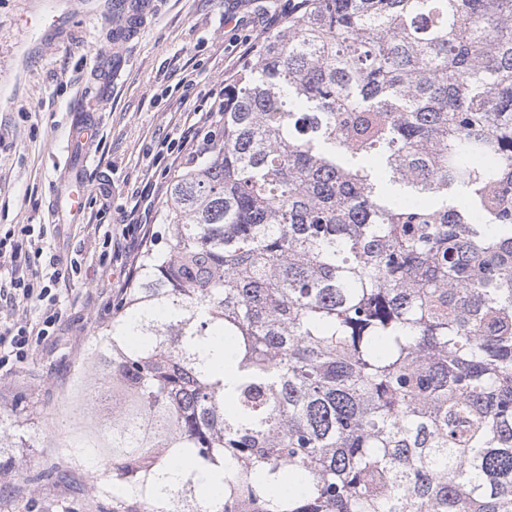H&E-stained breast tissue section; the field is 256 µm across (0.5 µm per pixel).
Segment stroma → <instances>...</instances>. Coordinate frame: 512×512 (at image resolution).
<instances>
[{
	"mask_svg": "<svg viewBox=\"0 0 512 512\" xmlns=\"http://www.w3.org/2000/svg\"><path fill=\"white\" fill-rule=\"evenodd\" d=\"M125 71L108 80L112 21L75 0H0V235L14 230L17 256L30 252L23 225L43 224L45 255L79 259L81 270L54 288L63 316L53 336L24 360L0 362V424L20 447L0 471V512H112L92 477L96 461L59 453L49 433L71 404L73 370L99 373L89 348L125 298L127 277L163 221L146 213L166 202L181 159L162 151L199 113L223 101L225 78L241 68L234 47L277 30L288 0H155ZM61 24L38 27L42 14ZM106 96L84 171L89 187L79 223H51L63 190L71 123L86 102ZM111 246H104V237Z\"/></svg>",
	"mask_w": 512,
	"mask_h": 512,
	"instance_id": "obj_1",
	"label": "stroma"
}]
</instances>
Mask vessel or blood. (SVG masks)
Instances as JSON below:
<instances>
[{"label":"vessel or blood","instance_id":"vessel-or-blood-1","mask_svg":"<svg viewBox=\"0 0 512 512\" xmlns=\"http://www.w3.org/2000/svg\"><path fill=\"white\" fill-rule=\"evenodd\" d=\"M154 0H108L112 19V73L120 75L127 60L123 44L134 39L147 16L152 12ZM94 124L90 117L77 120L69 132L71 153L65 162L66 188L57 201V215L65 216L67 223H76L84 211L87 189L81 169L88 159V150L94 140Z\"/></svg>","mask_w":512,"mask_h":512}]
</instances>
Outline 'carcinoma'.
<instances>
[{"label":"carcinoma","mask_w":512,"mask_h":512,"mask_svg":"<svg viewBox=\"0 0 512 512\" xmlns=\"http://www.w3.org/2000/svg\"><path fill=\"white\" fill-rule=\"evenodd\" d=\"M222 120L73 379L112 512H512V0H288Z\"/></svg>","instance_id":"obj_1"}]
</instances>
